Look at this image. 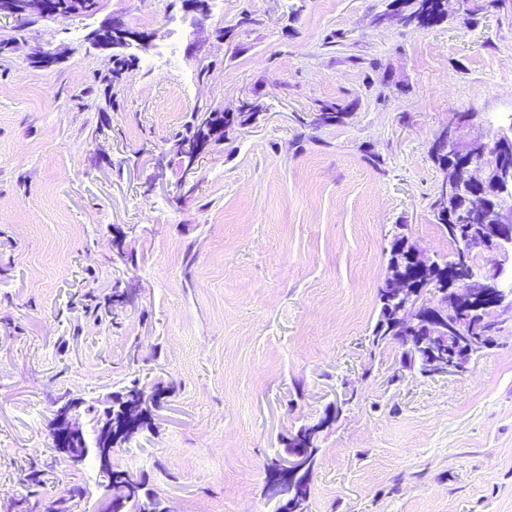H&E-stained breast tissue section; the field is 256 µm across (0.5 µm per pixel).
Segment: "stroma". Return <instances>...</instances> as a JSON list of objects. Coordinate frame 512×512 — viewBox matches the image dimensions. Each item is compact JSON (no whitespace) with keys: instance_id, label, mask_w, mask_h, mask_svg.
<instances>
[{"instance_id":"35a3bbf8","label":"stroma","mask_w":512,"mask_h":512,"mask_svg":"<svg viewBox=\"0 0 512 512\" xmlns=\"http://www.w3.org/2000/svg\"><path fill=\"white\" fill-rule=\"evenodd\" d=\"M470 7L429 28L392 0L0 16V512L74 485L70 512H106L95 456L56 451L54 404L135 382L163 403L112 462L171 512H278L267 467L314 424L308 512H512V320L459 376L370 343L396 225L451 250L430 209L449 113L467 136L512 124V0ZM116 15L152 35L117 80L86 39ZM244 102L258 119L185 168L192 113ZM323 102L345 124L312 125Z\"/></svg>"}]
</instances>
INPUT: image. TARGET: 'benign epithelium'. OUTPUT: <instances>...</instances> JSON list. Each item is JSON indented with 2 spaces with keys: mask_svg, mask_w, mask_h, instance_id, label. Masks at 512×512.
Returning <instances> with one entry per match:
<instances>
[{
  "mask_svg": "<svg viewBox=\"0 0 512 512\" xmlns=\"http://www.w3.org/2000/svg\"><path fill=\"white\" fill-rule=\"evenodd\" d=\"M44 0H0V16L45 12ZM87 40L101 49L125 47L131 42L141 43L146 37L130 29L119 17L108 25L90 31ZM471 121L468 113L453 112L439 137L441 149L448 157H459L455 168L448 169L442 181L443 191L450 195L467 194L470 216L481 220V226L470 230L461 240V259L469 263L478 248L496 251L502 260L486 270L459 272L448 283V303L437 298L432 287L414 292L404 279L387 278L394 299L402 303L401 320L409 319L411 312H426L434 317L435 329L420 338L416 346L427 363L430 375H461L468 370L477 347L474 338L455 318V312L467 311L469 316H512V298L499 293L500 276L507 253L504 245L512 243V166L508 154L512 152V125L491 136H476L468 140L460 136L461 129ZM84 402L67 400L54 410L53 429L62 439L60 451L71 467L82 464L89 449L84 443V431L78 415ZM102 486L107 501H112V449H95Z\"/></svg>",
  "mask_w": 512,
  "mask_h": 512,
  "instance_id": "obj_1",
  "label": "benign epithelium"
}]
</instances>
